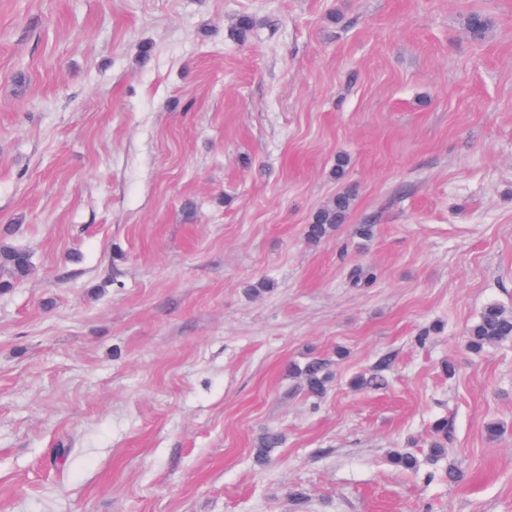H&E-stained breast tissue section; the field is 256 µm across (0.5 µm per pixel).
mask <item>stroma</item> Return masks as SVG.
I'll return each mask as SVG.
<instances>
[{"instance_id":"35a3bbf8","label":"stroma","mask_w":512,"mask_h":512,"mask_svg":"<svg viewBox=\"0 0 512 512\" xmlns=\"http://www.w3.org/2000/svg\"><path fill=\"white\" fill-rule=\"evenodd\" d=\"M0 243V512H512V0H0ZM351 205V194L346 191L336 196L335 199L325 207L319 209L313 216L310 224L306 227V238L312 245L320 243L338 224L346 220ZM0 268L7 270L10 277L20 280L27 277L31 271L29 255L20 248L0 246ZM508 339H512V312L495 303L487 304L468 329V346L474 351ZM327 366L326 360L313 357L309 359L303 367H298L297 371L302 376L307 391L315 396H320L325 391V384L327 379Z\"/></svg>"}]
</instances>
